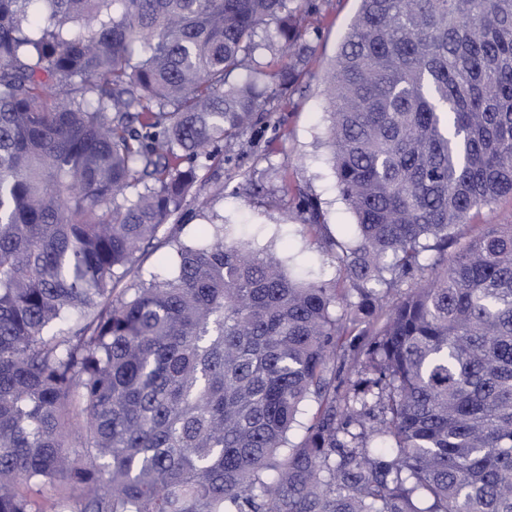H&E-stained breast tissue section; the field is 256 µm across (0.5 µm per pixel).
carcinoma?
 I'll return each mask as SVG.
<instances>
[{
    "label": "carcinoma",
    "instance_id": "cac0c4a2",
    "mask_svg": "<svg viewBox=\"0 0 512 512\" xmlns=\"http://www.w3.org/2000/svg\"><path fill=\"white\" fill-rule=\"evenodd\" d=\"M290 2L0 0V512H512V224L456 235L512 197V0H359L324 79L346 288L224 224L142 278L259 121L260 27L296 83ZM170 246L162 245L158 249H149L142 257L141 269L144 278L150 279L156 276L159 280L168 276L171 272L170 266L163 258L170 253ZM320 409V401L312 399L307 403L303 413L298 417L299 424L295 426L289 438L293 444L298 443L306 435L307 428L314 422Z\"/></svg>",
    "mask_w": 512,
    "mask_h": 512
}]
</instances>
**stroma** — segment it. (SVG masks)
<instances>
[{
  "label": "stroma",
  "mask_w": 512,
  "mask_h": 512,
  "mask_svg": "<svg viewBox=\"0 0 512 512\" xmlns=\"http://www.w3.org/2000/svg\"><path fill=\"white\" fill-rule=\"evenodd\" d=\"M304 16V39L311 53L287 94H273L263 119L240 141L224 147L223 159L201 170L195 199L187 202L179 224L159 235L191 239L201 224L232 225L253 248L286 258L302 278L340 279L324 235L341 240L355 235L354 219L341 199L322 141L327 101L325 72L358 10V0H294ZM314 198L325 230L303 225L302 197Z\"/></svg>",
  "instance_id": "obj_1"
}]
</instances>
